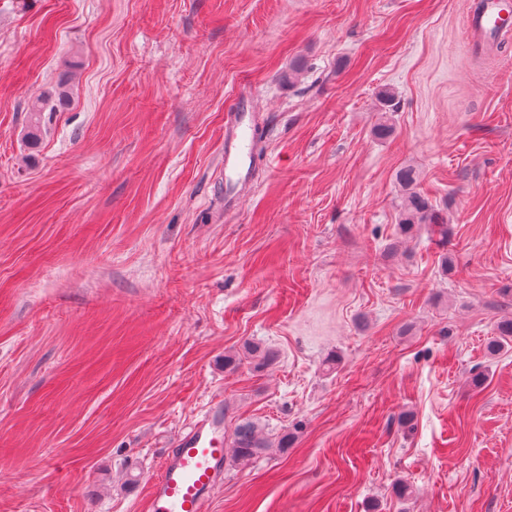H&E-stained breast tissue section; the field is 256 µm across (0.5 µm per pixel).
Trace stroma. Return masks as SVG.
<instances>
[{
	"label": "stroma",
	"instance_id": "stroma-1",
	"mask_svg": "<svg viewBox=\"0 0 512 512\" xmlns=\"http://www.w3.org/2000/svg\"><path fill=\"white\" fill-rule=\"evenodd\" d=\"M472 2L0 0V512H146L218 398L290 441L210 512H512V37L475 47ZM407 165L447 239L403 231ZM247 342L276 360L225 369ZM251 100L239 88L235 103L226 112L224 160L220 169L221 179L224 178V218L238 209L240 199L252 181L257 133L261 126Z\"/></svg>",
	"mask_w": 512,
	"mask_h": 512
}]
</instances>
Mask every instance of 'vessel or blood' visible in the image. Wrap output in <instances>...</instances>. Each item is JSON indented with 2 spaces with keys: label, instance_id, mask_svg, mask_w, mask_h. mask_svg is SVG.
Returning <instances> with one entry per match:
<instances>
[{
  "label": "vessel or blood",
  "instance_id": "1",
  "mask_svg": "<svg viewBox=\"0 0 512 512\" xmlns=\"http://www.w3.org/2000/svg\"><path fill=\"white\" fill-rule=\"evenodd\" d=\"M512 28V0H476L469 17L472 41ZM259 118L250 96L238 91L224 123V212L234 213L253 176ZM224 412L211 405L173 438L159 473L149 483L147 512H209L224 470Z\"/></svg>",
  "mask_w": 512,
  "mask_h": 512
}]
</instances>
